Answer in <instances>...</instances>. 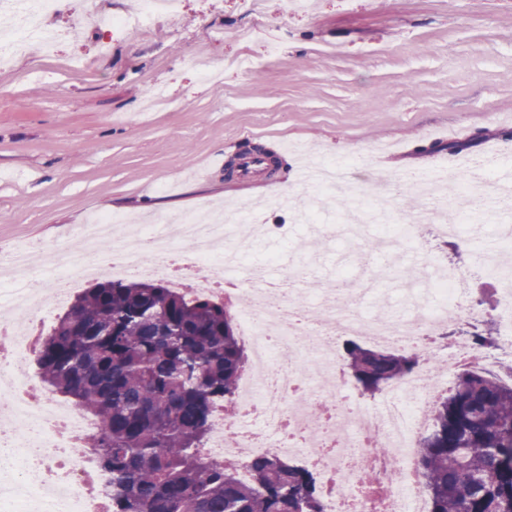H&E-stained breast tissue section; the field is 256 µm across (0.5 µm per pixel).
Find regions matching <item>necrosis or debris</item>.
Returning a JSON list of instances; mask_svg holds the SVG:
<instances>
[{"label":"necrosis or debris","instance_id":"1","mask_svg":"<svg viewBox=\"0 0 512 512\" xmlns=\"http://www.w3.org/2000/svg\"><path fill=\"white\" fill-rule=\"evenodd\" d=\"M63 0H0V12L13 16L10 35L0 39V64L21 48L44 52L62 37L47 18ZM367 222L393 224L385 244L403 248L421 238L424 227L410 217L367 199L362 188L344 187ZM249 212L221 219L203 213L181 217L176 233L162 224L129 230L124 217L98 218L80 246L68 243L42 250V266L58 272L55 290L43 287L28 253L0 259V281L8 286L16 313L7 327L11 355L0 359V512H102L110 478L96 464L97 452H74L75 439L96 430L93 418L59 403L29 372L36 349L23 316L45 309L51 295L66 297L70 276L161 275L189 297L212 293L214 284L231 283L239 293L233 304L241 339L251 362L233 401L219 409L200 453L220 461L242 481H249L251 460L268 453L301 457L316 474L322 512H430L417 449L431 428L436 400L449 391L463 369L478 368L512 382L493 348L512 351V263L492 261L470 273L428 270V282L405 288L406 315L387 322L360 311L362 288L347 277V289L328 291L315 303L303 294L271 282L265 263H247L249 253L235 229L252 221ZM493 278L500 293L494 311L470 302L468 283ZM492 319L493 348L469 337L442 344L444 326L459 320ZM355 337L418 354L424 366L393 383L375 405L353 400L340 368L336 341ZM442 357L443 380H436L430 359ZM388 448L378 451L376 439Z\"/></svg>","mask_w":512,"mask_h":512}]
</instances>
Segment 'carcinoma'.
<instances>
[{
    "label": "carcinoma",
    "instance_id": "obj_1",
    "mask_svg": "<svg viewBox=\"0 0 512 512\" xmlns=\"http://www.w3.org/2000/svg\"><path fill=\"white\" fill-rule=\"evenodd\" d=\"M343 359L369 394L420 367L415 353L356 341ZM246 362L224 304L107 275L76 297L36 360L42 380L99 424L89 443L112 475L111 512H321L313 474L284 457L253 459L241 483L197 453ZM433 421L417 449L432 512H512V386L463 371Z\"/></svg>",
    "mask_w": 512,
    "mask_h": 512
}]
</instances>
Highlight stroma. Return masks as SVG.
Returning <instances> with one entry per match:
<instances>
[{
  "label": "stroma",
  "mask_w": 512,
  "mask_h": 512,
  "mask_svg": "<svg viewBox=\"0 0 512 512\" xmlns=\"http://www.w3.org/2000/svg\"><path fill=\"white\" fill-rule=\"evenodd\" d=\"M101 16L135 11L136 0H64L50 25L64 37L53 54L30 51L0 70V254L29 243L69 241L100 212L131 223L230 204L249 211L266 199V229L253 261L275 252L307 285L365 279L368 310L398 318L412 256L381 247L384 227L366 233L372 249L349 254L341 235L304 250L308 224L274 205L297 188L308 162L346 167L368 196L389 189V204L420 217L428 202L405 187L413 173L447 171L453 218L470 210L468 177L445 144L470 142L465 155L497 148L498 175L512 171V0H313L285 15L283 0H180L147 33L81 25L89 5ZM262 23L259 39L242 33ZM263 150L274 177L243 184L225 177L229 160ZM468 238L424 234L416 245L433 262L461 270L485 255L476 223Z\"/></svg>",
  "instance_id": "35a3bbf8"
}]
</instances>
